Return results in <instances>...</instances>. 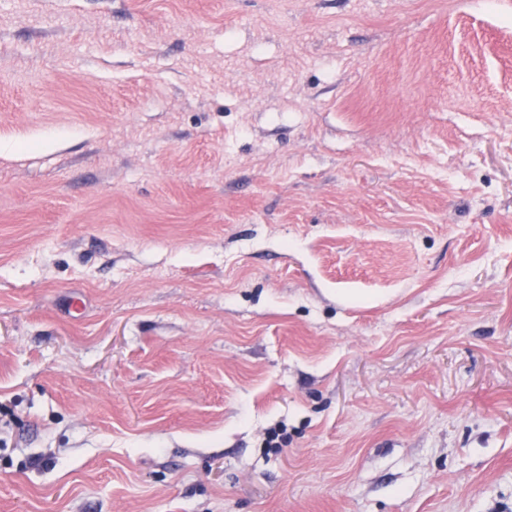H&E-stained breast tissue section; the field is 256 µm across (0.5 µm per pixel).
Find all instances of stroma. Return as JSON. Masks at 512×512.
I'll list each match as a JSON object with an SVG mask.
<instances>
[{
	"label": "stroma",
	"instance_id": "stroma-1",
	"mask_svg": "<svg viewBox=\"0 0 512 512\" xmlns=\"http://www.w3.org/2000/svg\"><path fill=\"white\" fill-rule=\"evenodd\" d=\"M508 18L0 0V512H512Z\"/></svg>",
	"mask_w": 512,
	"mask_h": 512
}]
</instances>
